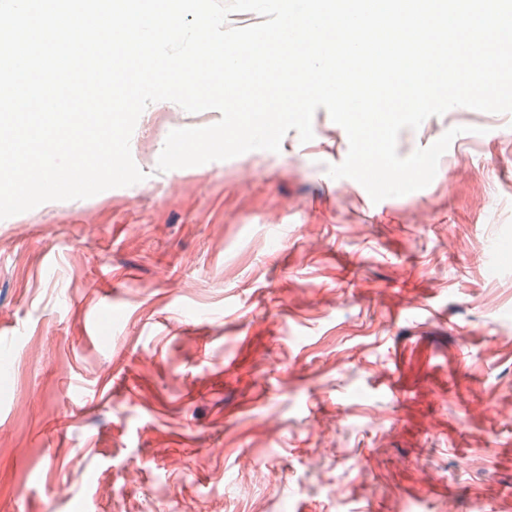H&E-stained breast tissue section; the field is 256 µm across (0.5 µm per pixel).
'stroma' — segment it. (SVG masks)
Listing matches in <instances>:
<instances>
[{"label": "stroma", "instance_id": "35a3bbf8", "mask_svg": "<svg viewBox=\"0 0 512 512\" xmlns=\"http://www.w3.org/2000/svg\"><path fill=\"white\" fill-rule=\"evenodd\" d=\"M0 220V512H512V114L461 107L424 189L332 178L348 138ZM497 262H490V254Z\"/></svg>", "mask_w": 512, "mask_h": 512}]
</instances>
